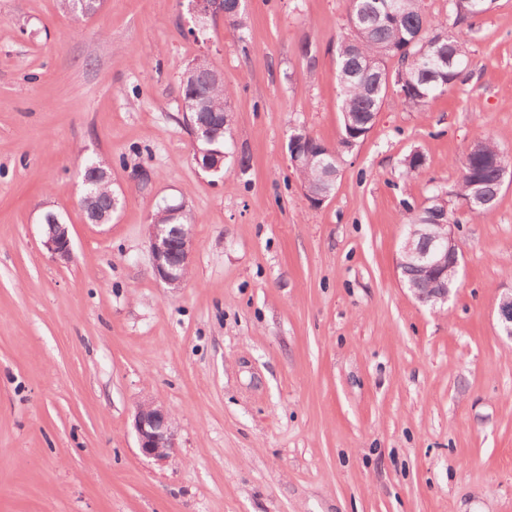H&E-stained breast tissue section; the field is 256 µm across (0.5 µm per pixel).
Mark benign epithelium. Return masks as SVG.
<instances>
[{
    "mask_svg": "<svg viewBox=\"0 0 512 512\" xmlns=\"http://www.w3.org/2000/svg\"><path fill=\"white\" fill-rule=\"evenodd\" d=\"M191 10L199 20L224 15L223 0H191ZM170 223L149 225L148 243L155 276L165 284L179 286L189 270L192 236L178 219L185 205H169L166 209ZM428 239V247L420 249L415 238ZM42 244L57 261L72 258V240L68 225L56 222L52 229L43 231ZM458 243L451 224H422L410 226L403 234L401 256L397 266L413 263L429 279L430 287L415 288L413 294L435 307L448 303V275L458 267ZM498 327L501 335L512 341V289L500 296ZM138 447L143 455L163 462L177 447V434L171 415L164 407L153 402L138 405L133 421Z\"/></svg>",
    "mask_w": 512,
    "mask_h": 512,
    "instance_id": "1",
    "label": "benign epithelium"
}]
</instances>
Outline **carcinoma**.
Returning a JSON list of instances; mask_svg holds the SVG:
<instances>
[{"instance_id": "obj_1", "label": "carcinoma", "mask_w": 512, "mask_h": 512, "mask_svg": "<svg viewBox=\"0 0 512 512\" xmlns=\"http://www.w3.org/2000/svg\"><path fill=\"white\" fill-rule=\"evenodd\" d=\"M239 0H224L229 12L227 23L235 30L245 26L243 14L236 9ZM71 13L76 10L97 12L102 0H59ZM454 23L462 24L480 15L479 0H451ZM350 33L338 46L337 82L342 108L340 144L364 139L362 133L373 126L388 95L385 79L388 62L397 59L401 69L395 71L401 101L417 110L425 109L437 96L456 86L468 62L466 43L448 38L447 22L429 18L423 0H350L348 17ZM453 66L439 74L434 63L443 56ZM182 96L192 97L195 107L188 110L185 121L199 132L197 147L202 152H226V134L230 124L224 120L228 99L233 89L224 84L221 74L208 66L187 68L180 79ZM308 157L298 168L305 190L311 195L330 188L325 168L332 159L325 154L328 146L314 137L304 145ZM505 160L503 150L489 142H481L476 151H467L462 161L461 182L454 196L463 203L485 210L497 199L500 190L496 161ZM85 176H93L89 186L95 208L103 223L112 217V179L108 167L98 161L89 163ZM439 193L427 198L419 208H408L407 223H455L453 211L438 202Z\"/></svg>"}]
</instances>
